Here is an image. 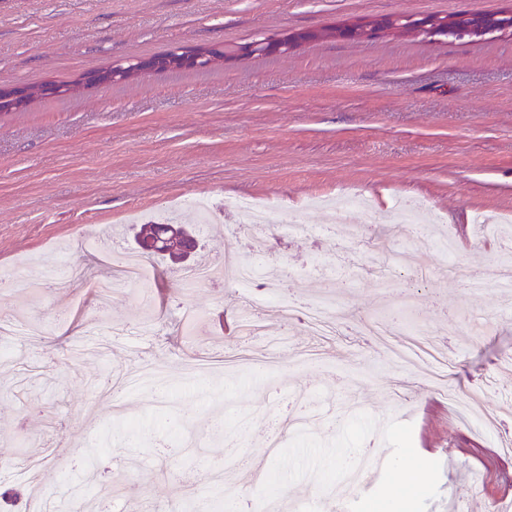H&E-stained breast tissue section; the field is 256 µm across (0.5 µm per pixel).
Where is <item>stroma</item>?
<instances>
[{
	"instance_id": "1",
	"label": "stroma",
	"mask_w": 512,
	"mask_h": 512,
	"mask_svg": "<svg viewBox=\"0 0 512 512\" xmlns=\"http://www.w3.org/2000/svg\"><path fill=\"white\" fill-rule=\"evenodd\" d=\"M512 0H0V85L35 88L29 105L0 114V274L30 261L86 269L71 288L46 289L25 315L43 333L0 336V493L32 481L62 485L78 464L42 469L45 452L97 444L125 422L154 428L150 446L108 447L94 478V508L154 512L161 501L211 486L268 501L270 470L288 501L322 499L323 512H512V294L470 288L512 256V223L486 237L476 214L512 216V36L474 41L339 37L285 55L246 54L252 41L359 19L457 11L498 12ZM224 49L207 69H147L107 87L82 74L181 49ZM76 84L67 95L45 86ZM369 196L373 211L330 224L313 198ZM217 205L194 263L247 254L249 226L221 205L269 207L262 269L286 274L284 296L325 301L318 327L285 314L270 289L229 282L186 294L178 266L155 257L137 288L99 302L111 273L86 238L152 217L188 196ZM420 199L425 218L457 241L456 272L401 232L426 273L389 274L367 249L396 200ZM288 222L314 226L289 236ZM358 233L334 281L317 271L338 239ZM207 312L189 339L181 311ZM248 312L260 327L225 336L222 316ZM275 362L270 379L250 361ZM237 361L223 403L224 439L212 443L207 385L186 394V367ZM159 365L166 418L146 414L149 392L132 370ZM343 443L362 458L377 443L385 465L358 492L342 474L319 482L324 450ZM414 479L402 483L396 467Z\"/></svg>"
}]
</instances>
